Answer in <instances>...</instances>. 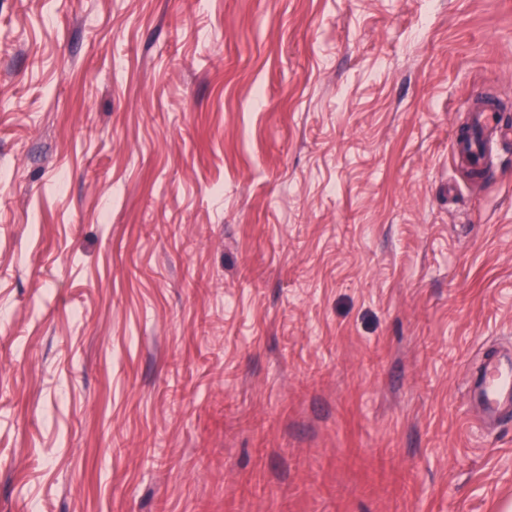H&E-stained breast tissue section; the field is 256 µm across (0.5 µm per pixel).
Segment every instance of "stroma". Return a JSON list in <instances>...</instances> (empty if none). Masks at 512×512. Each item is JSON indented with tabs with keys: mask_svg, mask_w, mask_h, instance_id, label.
<instances>
[{
	"mask_svg": "<svg viewBox=\"0 0 512 512\" xmlns=\"http://www.w3.org/2000/svg\"><path fill=\"white\" fill-rule=\"evenodd\" d=\"M512 0H0V512H503ZM475 115L473 122L478 130V134L463 142L461 138H456L452 142V154L454 157L457 155L467 154L470 157L472 166L477 171H482L487 167L488 160L494 153L497 142L484 135L487 130H499L504 133L506 139L510 132H507L502 126L499 125L497 113L498 109L488 103L482 104L473 110ZM479 393L487 411L496 413L504 404L512 406V361H494L483 367Z\"/></svg>",
	"mask_w": 512,
	"mask_h": 512,
	"instance_id": "35a3bbf8",
	"label": "stroma"
}]
</instances>
